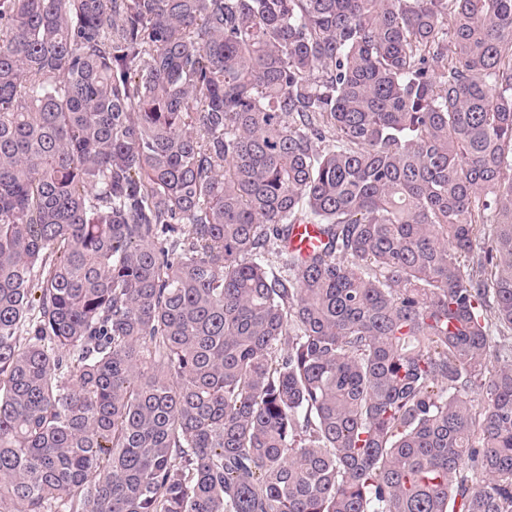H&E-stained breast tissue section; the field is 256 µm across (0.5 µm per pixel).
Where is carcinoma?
<instances>
[{
	"instance_id": "cac0c4a2",
	"label": "carcinoma",
	"mask_w": 512,
	"mask_h": 512,
	"mask_svg": "<svg viewBox=\"0 0 512 512\" xmlns=\"http://www.w3.org/2000/svg\"><path fill=\"white\" fill-rule=\"evenodd\" d=\"M7 502L512 512V0H0ZM317 238L321 237L314 224H294L288 237V247L306 253L311 251V245H318Z\"/></svg>"
}]
</instances>
